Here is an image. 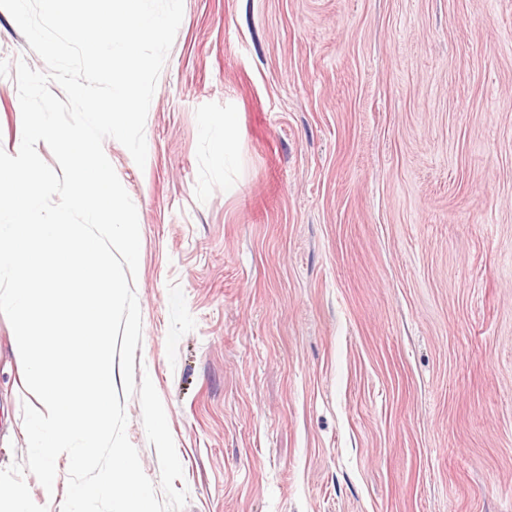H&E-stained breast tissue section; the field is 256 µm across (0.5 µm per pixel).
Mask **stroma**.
Masks as SVG:
<instances>
[{
	"mask_svg": "<svg viewBox=\"0 0 512 512\" xmlns=\"http://www.w3.org/2000/svg\"><path fill=\"white\" fill-rule=\"evenodd\" d=\"M183 5L145 165L103 150L184 512H512V0ZM20 60L45 68L0 9L11 155ZM13 334L0 314V469L38 402ZM211 139L215 155L226 162L234 148L233 120L230 116H225L223 128L211 134Z\"/></svg>",
	"mask_w": 512,
	"mask_h": 512,
	"instance_id": "35a3bbf8",
	"label": "stroma"
}]
</instances>
